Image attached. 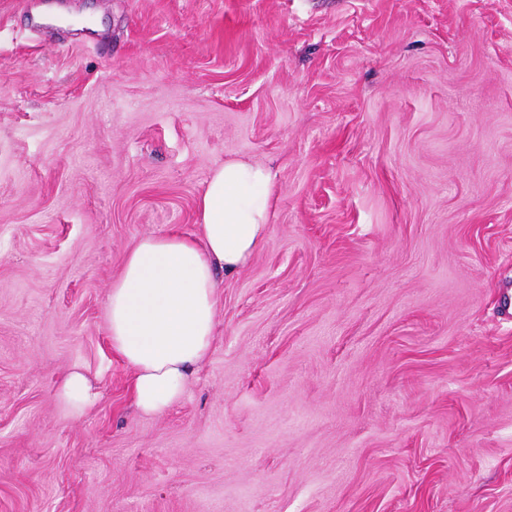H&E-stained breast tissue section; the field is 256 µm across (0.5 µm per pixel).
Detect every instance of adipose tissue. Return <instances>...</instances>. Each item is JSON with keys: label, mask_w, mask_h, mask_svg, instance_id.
Returning a JSON list of instances; mask_svg holds the SVG:
<instances>
[{"label": "adipose tissue", "mask_w": 512, "mask_h": 512, "mask_svg": "<svg viewBox=\"0 0 512 512\" xmlns=\"http://www.w3.org/2000/svg\"><path fill=\"white\" fill-rule=\"evenodd\" d=\"M274 184L267 166L226 160L211 172L199 201L197 235H146L127 253L106 317L112 347L131 370L140 414H161L184 396L215 336L216 273L242 269L264 244ZM97 399L77 369L56 391L74 416Z\"/></svg>", "instance_id": "adipose-tissue-1"}]
</instances>
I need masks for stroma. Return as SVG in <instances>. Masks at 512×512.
<instances>
[{"instance_id":"stroma-1","label":"stroma","mask_w":512,"mask_h":512,"mask_svg":"<svg viewBox=\"0 0 512 512\" xmlns=\"http://www.w3.org/2000/svg\"><path fill=\"white\" fill-rule=\"evenodd\" d=\"M232 158L267 239L138 414L110 288ZM0 512H512V0H0ZM55 397L67 412L79 416L97 401L99 394L93 390L82 371L72 369L63 377Z\"/></svg>"}]
</instances>
